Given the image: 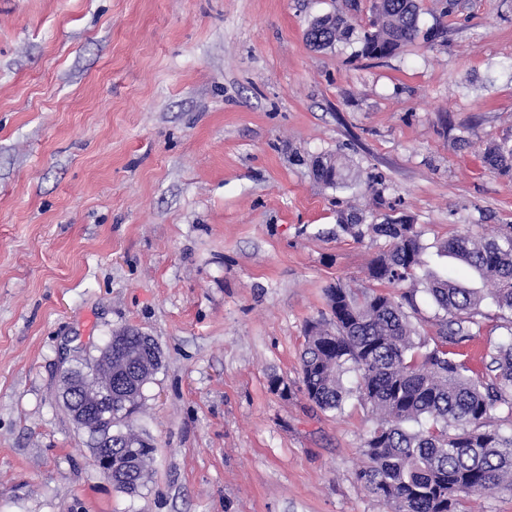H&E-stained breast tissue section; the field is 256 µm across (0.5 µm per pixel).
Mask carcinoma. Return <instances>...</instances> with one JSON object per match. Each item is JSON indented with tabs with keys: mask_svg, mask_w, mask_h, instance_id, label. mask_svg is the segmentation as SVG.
Masks as SVG:
<instances>
[{
	"mask_svg": "<svg viewBox=\"0 0 512 512\" xmlns=\"http://www.w3.org/2000/svg\"><path fill=\"white\" fill-rule=\"evenodd\" d=\"M417 0H378L374 17L361 38V54H392L419 32ZM353 18L324 15L311 23L306 39L327 49L351 38ZM487 167L512 171V146L491 144L484 150ZM318 178L335 185L354 179L350 168L332 156L317 161ZM341 228L354 239L373 234L385 246L367 267L369 285L361 289L336 284L326 289L330 322L308 325L301 355V390L325 412L339 413L356 398L377 415L366 437L358 479L371 495L393 512H468L473 495L512 487V432L487 426L501 406L512 411V341L490 353L487 374L475 373L453 346L473 337L483 296L458 282L432 273L426 266L428 246L422 232L408 222L363 226L352 214ZM480 278L494 283L492 298L512 313V226L495 237L452 235L436 244ZM409 284L400 296L388 292ZM431 299L440 322L436 336H424L413 322L416 294ZM112 371L84 360L88 382L112 376L113 401L138 396L137 412L147 384L160 367L159 358L137 336L112 333ZM357 376L356 386L344 376ZM136 438L112 432L113 484L135 494L149 476L154 448L129 456L120 446Z\"/></svg>",
	"mask_w": 512,
	"mask_h": 512,
	"instance_id": "cac0c4a2",
	"label": "carcinoma"
}]
</instances>
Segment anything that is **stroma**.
I'll return each instance as SVG.
<instances>
[{"mask_svg": "<svg viewBox=\"0 0 512 512\" xmlns=\"http://www.w3.org/2000/svg\"><path fill=\"white\" fill-rule=\"evenodd\" d=\"M418 3L420 36L373 59L305 40L344 0H0V512H390L357 477L374 414L300 390L327 288L384 246L340 215L416 224L428 270L483 294L476 371L512 338L434 249L512 226V172L481 159L512 144V0ZM327 155L356 187L316 178ZM124 327L163 353L134 496L58 382Z\"/></svg>", "mask_w": 512, "mask_h": 512, "instance_id": "stroma-1", "label": "stroma"}]
</instances>
